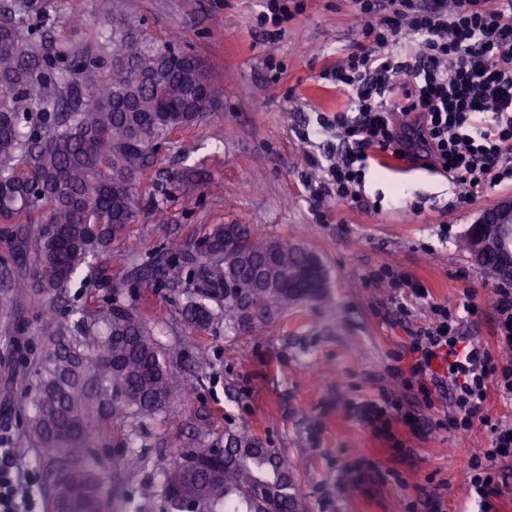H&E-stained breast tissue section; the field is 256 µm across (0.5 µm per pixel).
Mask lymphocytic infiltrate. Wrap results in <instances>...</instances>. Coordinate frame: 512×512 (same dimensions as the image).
Instances as JSON below:
<instances>
[{"instance_id":"f902f5d3","label":"lymphocytic infiltrate","mask_w":512,"mask_h":512,"mask_svg":"<svg viewBox=\"0 0 512 512\" xmlns=\"http://www.w3.org/2000/svg\"><path fill=\"white\" fill-rule=\"evenodd\" d=\"M362 18L360 39L325 75L350 106L321 118L319 135L345 146L331 164L337 200L358 202L371 152L391 153L443 171L465 186L457 203L512 182V0H353ZM415 41L402 51V29ZM435 321L413 330L412 377L436 359L448 365L453 426L468 429L487 398L497 368L478 357L470 337L448 322L447 306L432 307ZM0 428V512H41L34 474ZM512 457V427L495 429L490 447L473 453L470 484L482 512L499 493L496 466Z\"/></svg>"}]
</instances>
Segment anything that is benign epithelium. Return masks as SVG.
I'll return each instance as SVG.
<instances>
[{
	"instance_id": "obj_1",
	"label": "benign epithelium",
	"mask_w": 512,
	"mask_h": 512,
	"mask_svg": "<svg viewBox=\"0 0 512 512\" xmlns=\"http://www.w3.org/2000/svg\"><path fill=\"white\" fill-rule=\"evenodd\" d=\"M512 200H504L486 209L470 228L471 261L481 271H488L505 283L512 282V269L490 268L484 265L486 254L491 251L511 253Z\"/></svg>"
}]
</instances>
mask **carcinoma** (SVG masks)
I'll return each mask as SVG.
<instances>
[{
  "label": "carcinoma",
  "instance_id": "carcinoma-1",
  "mask_svg": "<svg viewBox=\"0 0 512 512\" xmlns=\"http://www.w3.org/2000/svg\"><path fill=\"white\" fill-rule=\"evenodd\" d=\"M110 33L74 44L40 34L47 18L33 0L0 9V224H32L16 239L14 287L55 305L90 260L134 223L143 207L138 179L152 149L210 110L199 63L168 57L173 47L130 32L120 3ZM191 265L184 314L196 329L241 323L304 300L326 284L305 278L318 257L263 237L247 224H218L163 274ZM34 362L21 453L41 449L53 512H107L98 441L114 421L136 424L165 413L180 389L164 348L134 307L72 312ZM245 428L224 444L176 449L159 485V512L190 500L194 512H293L288 464ZM145 460L128 445L112 469Z\"/></svg>",
  "mask_w": 512,
  "mask_h": 512
}]
</instances>
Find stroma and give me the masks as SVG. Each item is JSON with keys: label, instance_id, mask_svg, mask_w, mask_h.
I'll return each instance as SVG.
<instances>
[{"label": "stroma", "instance_id": "stroma-1", "mask_svg": "<svg viewBox=\"0 0 512 512\" xmlns=\"http://www.w3.org/2000/svg\"><path fill=\"white\" fill-rule=\"evenodd\" d=\"M301 2L270 40L256 26L265 0H125L142 37L171 41L202 62L214 103L154 152L138 220L79 272L65 304L23 292L13 313L0 314V422L22 437L27 378L69 309L92 300L131 305L187 382L158 419L113 425L103 459L129 440L146 465L108 474L112 506L155 504L173 449L204 448L247 427L287 461L308 512H427L429 493L440 497L442 512H479L467 461L490 447L492 426H512V393L499 374L490 379L482 410L459 430L448 423V399H424L414 378L398 375V358L435 302L488 349L499 373L512 370V344L499 335L494 306L502 283L459 246L483 210L512 197V187L458 206L455 186L440 172L375 159L363 205L321 195L329 179L324 155L336 146L314 131L320 117L347 105L322 74L346 56L361 18L351 0ZM38 5L50 35L75 43L105 23L100 0ZM304 131L310 139H301ZM217 224H249L313 252L326 275L324 298L273 313L260 336L220 318L202 331L182 315L190 270L178 282L129 278L134 266L161 267L194 251ZM388 266L419 282L428 298L374 283ZM470 299L473 314L465 308ZM367 401L387 405L386 424L360 420L357 407Z\"/></svg>", "mask_w": 512, "mask_h": 512}]
</instances>
